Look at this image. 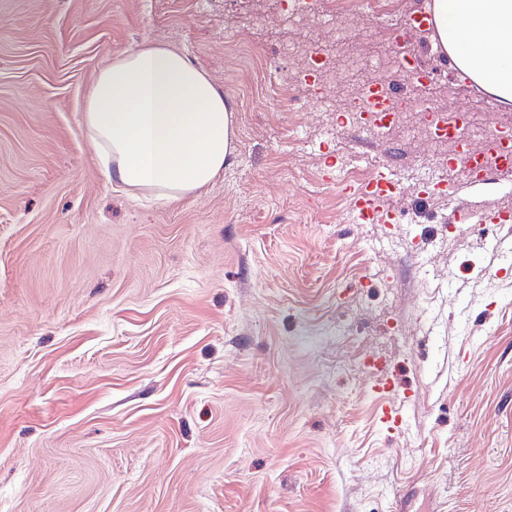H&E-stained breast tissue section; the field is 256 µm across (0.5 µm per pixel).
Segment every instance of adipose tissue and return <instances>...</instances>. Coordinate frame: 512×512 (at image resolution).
I'll use <instances>...</instances> for the list:
<instances>
[{
	"label": "adipose tissue",
	"mask_w": 512,
	"mask_h": 512,
	"mask_svg": "<svg viewBox=\"0 0 512 512\" xmlns=\"http://www.w3.org/2000/svg\"><path fill=\"white\" fill-rule=\"evenodd\" d=\"M434 36L455 68L512 104V0H428ZM84 120L103 173L177 200L223 169L233 135L222 93L181 51L143 44L102 67Z\"/></svg>",
	"instance_id": "adipose-tissue-1"
}]
</instances>
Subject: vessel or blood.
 Here are the masks:
<instances>
[{
    "label": "vessel or blood",
    "mask_w": 512,
    "mask_h": 512,
    "mask_svg": "<svg viewBox=\"0 0 512 512\" xmlns=\"http://www.w3.org/2000/svg\"><path fill=\"white\" fill-rule=\"evenodd\" d=\"M395 91L388 81L374 85L369 96V110L377 117L378 124H385L393 115ZM459 167L463 183L471 188L484 189L496 184L501 173L512 169V136L490 131L479 148L465 147L451 160ZM340 190L350 200L352 218L357 224H394L395 212L383 209V199L404 194L405 189L394 171L381 168L367 181L351 184L340 183ZM512 222V212L496 207L475 209L462 200H454L448 215L449 225L468 224L476 229L500 226ZM378 400V420L383 430L393 438L404 436L409 430L408 396L400 395L392 377L385 371L375 374L371 386Z\"/></svg>",
    "instance_id": "obj_1"
}]
</instances>
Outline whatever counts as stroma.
Here are the masks:
<instances>
[{
  "instance_id": "stroma-1",
  "label": "stroma",
  "mask_w": 512,
  "mask_h": 512,
  "mask_svg": "<svg viewBox=\"0 0 512 512\" xmlns=\"http://www.w3.org/2000/svg\"><path fill=\"white\" fill-rule=\"evenodd\" d=\"M388 21L302 22L282 0H0V512H512V276L449 196L355 224L328 162L422 184L423 127L346 122L347 92L425 0ZM183 51L223 93V172L170 201L108 182L83 120L112 56ZM335 49L342 83L299 90L290 44ZM411 102L512 129L451 78ZM473 208L512 210V171ZM452 193V194H453ZM414 396L389 438L360 360Z\"/></svg>"
}]
</instances>
